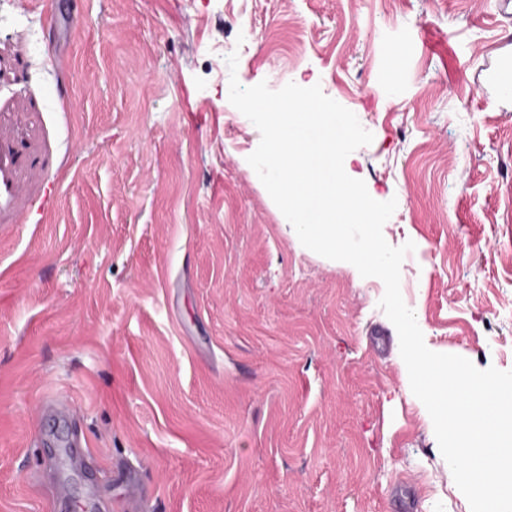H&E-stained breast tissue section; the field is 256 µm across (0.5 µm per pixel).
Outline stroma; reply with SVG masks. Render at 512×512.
<instances>
[{
  "label": "stroma",
  "mask_w": 512,
  "mask_h": 512,
  "mask_svg": "<svg viewBox=\"0 0 512 512\" xmlns=\"http://www.w3.org/2000/svg\"><path fill=\"white\" fill-rule=\"evenodd\" d=\"M76 2L58 49L0 0V512H128L129 471L153 512H470L384 283L284 232L229 78L357 116L426 346L509 371L512 99L476 78L512 0Z\"/></svg>",
  "instance_id": "obj_1"
}]
</instances>
